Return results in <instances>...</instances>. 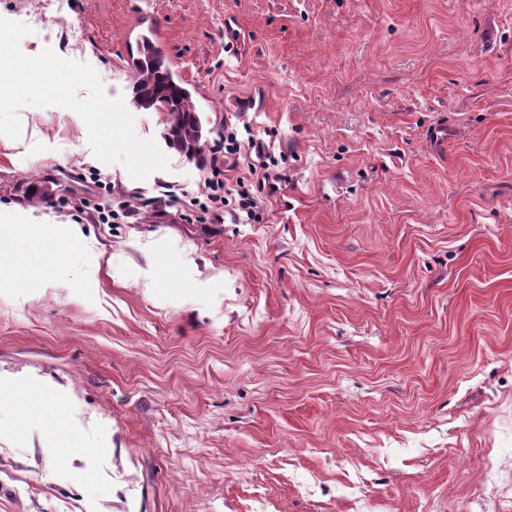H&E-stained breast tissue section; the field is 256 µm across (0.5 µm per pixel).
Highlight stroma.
<instances>
[{"mask_svg":"<svg viewBox=\"0 0 512 512\" xmlns=\"http://www.w3.org/2000/svg\"><path fill=\"white\" fill-rule=\"evenodd\" d=\"M42 2L0 0L25 54L127 101L155 25L205 149L229 119L287 159L259 222L192 224L208 160L135 180L20 110L0 204L72 243L0 288V378L89 451L0 406V512H512V0Z\"/></svg>","mask_w":512,"mask_h":512,"instance_id":"obj_1","label":"stroma"}]
</instances>
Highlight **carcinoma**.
Segmentation results:
<instances>
[{
  "mask_svg": "<svg viewBox=\"0 0 512 512\" xmlns=\"http://www.w3.org/2000/svg\"><path fill=\"white\" fill-rule=\"evenodd\" d=\"M135 82L132 104L148 111L165 113V131L172 132L180 151L191 152L195 159L201 156L203 123L191 92L172 70L167 59L151 48L133 61Z\"/></svg>",
  "mask_w": 512,
  "mask_h": 512,
  "instance_id": "cac0c4a2",
  "label": "carcinoma"
}]
</instances>
